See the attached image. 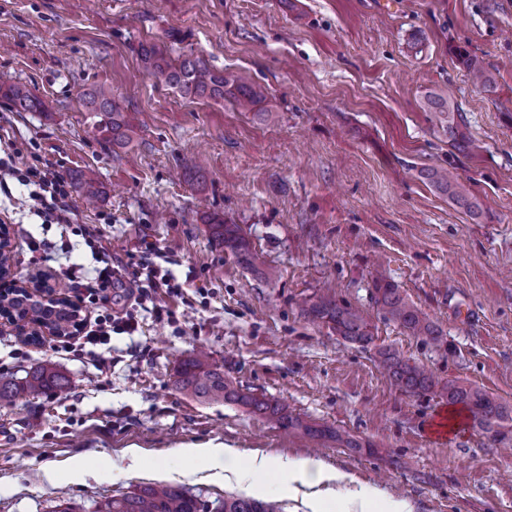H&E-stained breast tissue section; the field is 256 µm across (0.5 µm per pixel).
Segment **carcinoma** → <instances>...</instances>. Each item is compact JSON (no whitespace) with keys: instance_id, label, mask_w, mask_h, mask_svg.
Here are the masks:
<instances>
[{"instance_id":"1","label":"carcinoma","mask_w":512,"mask_h":512,"mask_svg":"<svg viewBox=\"0 0 512 512\" xmlns=\"http://www.w3.org/2000/svg\"><path fill=\"white\" fill-rule=\"evenodd\" d=\"M139 56L149 76L177 90L183 97L228 100L243 112L253 111L266 99L265 87L249 75L217 70L206 59L192 52L173 57L158 44L146 42L140 45ZM470 75L472 82L483 90L493 88L492 75L473 61L470 62ZM0 96L9 100L19 112L48 111L45 103L34 97L23 84L0 86ZM426 105L435 114L443 132L448 134L449 142H463L472 151L478 149V146L466 141L461 115L449 98L430 94L426 98ZM83 107L88 128L94 135L117 147L128 144L132 132L131 120L112 101L104 86L89 88L83 94ZM179 170L184 180L198 184L204 182L205 167L196 157L182 159ZM428 178L438 191L454 202L469 209L478 207V203L467 196L456 172L440 167L431 170ZM70 180L86 204L94 205L103 199L104 187L94 175L74 172ZM204 224L210 241L230 251L243 268L253 271L262 268V255L252 248L240 225L230 224L217 214L207 217ZM372 300L385 319L397 324L409 335L423 337L435 346L444 343L443 331L430 322L382 272L373 281ZM0 308L7 316L14 317L18 325L40 321L61 333L75 323L73 307L62 302L52 309L30 308L15 291L0 297ZM301 312L305 318L327 325L348 342L363 348L375 346L376 336L369 318L358 308L338 300L328 288L306 298L302 302ZM377 354L394 385L402 392L418 396L435 394L448 398V403L452 405L461 404L470 411L474 425L487 432H496L505 423L512 422V408L484 391L466 388L451 380L443 381L390 347L377 348ZM67 385L66 377L53 366L37 364L26 371L21 379L0 377V407L13 406L23 398L36 399L52 392H62ZM174 388L202 402L240 405L251 413L275 422L280 429L289 433L300 432L313 439H329L352 450L370 447V444L347 433L303 420L288 412L283 404L242 390L224 376L222 366L210 362V354L204 348L178 364L174 372ZM97 512H283V509L276 502L236 495H226L211 507L207 501L180 486L154 483L104 500Z\"/></svg>"}]
</instances>
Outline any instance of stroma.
Here are the masks:
<instances>
[{
	"mask_svg": "<svg viewBox=\"0 0 512 512\" xmlns=\"http://www.w3.org/2000/svg\"><path fill=\"white\" fill-rule=\"evenodd\" d=\"M150 41L246 72L267 101L240 112L182 97L144 71L138 49ZM471 60L494 75L492 91L474 88ZM12 83L50 110L19 112L0 97V135L61 174L93 171L106 191L93 208L71 195L78 221L65 227L42 223L29 187L10 181L0 223L14 278L49 277L69 298L65 269L90 282L102 251L128 273L153 244L185 288L167 301L172 323L128 288L83 304L86 319L138 323L91 354L0 328V375L48 362L69 381L54 397L0 409V512L64 502L95 512L163 482L180 445L210 440L321 459L412 512H512V424L490 434L465 418L438 430L447 398L404 394L375 351L300 309L332 288L370 318L377 344L512 406V0H0V85ZM97 83L134 119L128 148L112 149L83 121L80 95ZM431 93L458 106L478 154L439 130ZM191 153L205 157L204 185L174 177ZM437 167L458 172L478 210L430 184ZM208 214L243 228L264 274L212 245ZM380 270L444 331L442 347L383 319L371 299ZM199 344L242 389L371 450L289 435L241 406L176 392L174 369ZM132 445L142 450L133 472L122 456ZM78 455L89 465L80 485L67 476Z\"/></svg>",
	"mask_w": 512,
	"mask_h": 512,
	"instance_id": "obj_1",
	"label": "stroma"
}]
</instances>
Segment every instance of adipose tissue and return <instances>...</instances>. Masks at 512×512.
I'll use <instances>...</instances> for the list:
<instances>
[{
    "mask_svg": "<svg viewBox=\"0 0 512 512\" xmlns=\"http://www.w3.org/2000/svg\"><path fill=\"white\" fill-rule=\"evenodd\" d=\"M175 455L214 477L233 474L257 495L273 488L291 494L304 493L310 512H410L404 499L375 491L349 490L345 474L312 457L245 458L231 446L215 441L182 445Z\"/></svg>",
    "mask_w": 512,
    "mask_h": 512,
    "instance_id": "ef3b65f1",
    "label": "adipose tissue"
}]
</instances>
